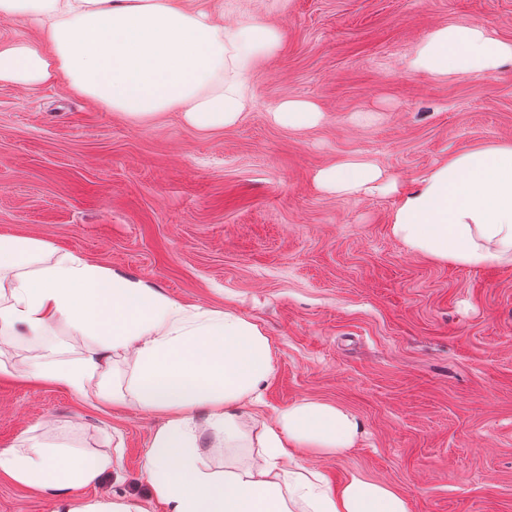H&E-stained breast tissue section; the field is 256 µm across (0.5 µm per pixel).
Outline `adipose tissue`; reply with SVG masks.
Wrapping results in <instances>:
<instances>
[{
  "instance_id": "1",
  "label": "adipose tissue",
  "mask_w": 512,
  "mask_h": 512,
  "mask_svg": "<svg viewBox=\"0 0 512 512\" xmlns=\"http://www.w3.org/2000/svg\"><path fill=\"white\" fill-rule=\"evenodd\" d=\"M0 18H23L36 38L0 37V83L65 84L102 107L148 120L181 113L201 131L236 125L249 106L246 78L275 54L281 36L261 23L229 22L207 0H0ZM512 64V41L484 24H449L417 44L407 66L439 77H481ZM316 181L339 194L392 192L373 163L350 158ZM391 237L432 261L478 269L512 266V141L449 154L419 190L402 194ZM90 339L79 359L33 355L23 377L80 397L163 415L146 454L150 497L162 512H410L408 498L362 474L339 487L293 464L295 453L339 456L361 433L339 406L301 400L275 424L245 422L274 374L271 343L232 311L184 305L160 289L87 258L57 254L34 238L0 236V336L40 347L54 326ZM129 368L114 379L117 362ZM247 448V463L204 465L200 438ZM111 454L51 447L29 438L0 450V472L49 492L53 512H145L136 501L77 496L111 473Z\"/></svg>"
}]
</instances>
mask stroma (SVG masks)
I'll list each match as a JSON object with an SVG mask.
<instances>
[{
  "label": "stroma",
  "mask_w": 512,
  "mask_h": 512,
  "mask_svg": "<svg viewBox=\"0 0 512 512\" xmlns=\"http://www.w3.org/2000/svg\"><path fill=\"white\" fill-rule=\"evenodd\" d=\"M224 17L281 33L247 77L250 109L224 130L177 112L134 121L63 86L0 84V236L256 323L275 371L245 413L271 424L307 398L361 425L345 454L302 458L331 485L360 472L402 491L410 512H512V266L434 263L390 236L396 195L314 181L361 157L413 191L442 157L512 140V66L440 78L405 65L450 23L512 40V0H224ZM288 98L317 104L320 123L276 124ZM30 354L0 343V448L34 437L112 453V474L80 497L159 512L145 456L163 416L22 377ZM0 512H51V500L0 473Z\"/></svg>",
  "instance_id": "35a3bbf8"
}]
</instances>
